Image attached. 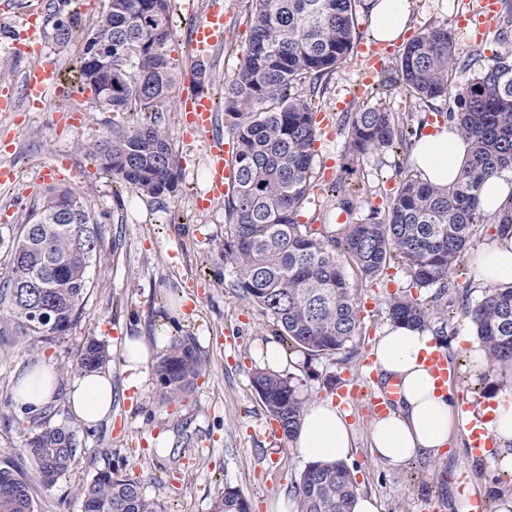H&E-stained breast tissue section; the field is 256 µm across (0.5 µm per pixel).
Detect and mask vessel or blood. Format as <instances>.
I'll return each mask as SVG.
<instances>
[{
    "label": "vessel or blood",
    "mask_w": 512,
    "mask_h": 512,
    "mask_svg": "<svg viewBox=\"0 0 512 512\" xmlns=\"http://www.w3.org/2000/svg\"><path fill=\"white\" fill-rule=\"evenodd\" d=\"M497 11V0H476L469 9L456 18L458 28L474 32H481L484 23L493 18ZM227 17L222 7L210 8L204 18L196 26L193 33V42L198 57H208L212 50L224 41V29ZM11 48L16 55L31 56L41 54L43 50V21L38 14H25L19 24ZM358 53L366 61L365 68L360 76L363 84H371L382 70V59L388 53L387 47L374 45L371 47L358 46ZM56 70L53 64L45 63L28 70L23 78L20 96L6 94L0 96V112L13 111L17 98H24L29 102L45 101L49 93L59 92ZM180 108L186 114L189 135L204 137L210 141L209 169L210 176L207 190L198 200L199 205L205 206L210 202L222 199L230 194L235 184V144L233 140L214 136L216 123L210 94L203 89H188L179 101ZM426 364L438 387H447L452 377V370L448 363L446 351L437 349L426 358ZM397 397L395 386H387L379 391L369 392L367 401L374 414L383 415L393 408ZM486 416L476 415L471 429L472 458L481 459L485 451L492 445L486 439L484 425Z\"/></svg>",
    "instance_id": "b4317fda"
}]
</instances>
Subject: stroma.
Here are the masks:
<instances>
[{
  "instance_id": "1",
  "label": "stroma",
  "mask_w": 512,
  "mask_h": 512,
  "mask_svg": "<svg viewBox=\"0 0 512 512\" xmlns=\"http://www.w3.org/2000/svg\"><path fill=\"white\" fill-rule=\"evenodd\" d=\"M221 4L228 14L224 43L214 49L205 65L211 75L210 90L222 97L224 86L236 73L250 40L247 0H197L199 10ZM471 0H410L408 36L431 25L454 24ZM174 36L169 44L176 83L172 101L163 108L162 124L170 134L181 166V187L172 197L154 199L122 192L102 174L92 157L80 152L78 142L109 134L114 126L131 123L130 114L110 112L96 104L91 92L81 97L50 96L40 108L20 103L17 111L0 112V139L9 150L0 151V167L15 171L14 182L0 184V277L8 269V244L25 215L47 186L73 190L96 213H107L100 226L102 257L88 269L92 284L80 321L56 342L46 344L8 332L0 337V460L24 469L31 484L36 512H82L78 489L91 480L94 467L113 470L140 482L146 497L160 501L167 512H210L225 484L239 486L251 503V512H268L267 504L281 493H293L307 465L294 444L283 435L268 436L273 420L251 383V373L261 367L259 353L271 343L267 319L238 298L229 286L232 271L217 250L224 237V204L209 209L197 206L208 182L209 159L202 139L185 138L179 99L192 81L195 56L190 50L195 22L184 0H174ZM11 17L0 14V84L20 88L27 69L40 57H17L9 51ZM512 30V17L499 14L489 24L482 42L458 31L456 55L465 63L455 73L463 84L493 54H512V38L498 41L501 28ZM359 78L353 61H346L324 79L315 100L317 111L329 119L335 134L321 139L315 156L313 189L301 221L318 223L335 217L336 199L329 187L343 180L354 189L353 216L366 218L384 210L389 194L411 171L410 158L396 150L349 159L345 137L339 132L342 112H352L386 100L397 117L415 120L446 112L452 100L426 104L416 100L403 83L384 88L373 85L371 94L353 95ZM347 277L368 307L361 312L362 334L351 355L307 360L287 356L279 372L291 379L305 399L328 397V378L359 377L365 359L389 324V297L407 287L400 267L385 271L380 283H363L355 269ZM448 334L441 342L455 367L450 385L467 395L473 405L485 404L504 377L495 374L487 388H474L469 350L477 338L463 316L462 298L477 301L484 286L471 262L460 263L448 278ZM193 336L208 364L193 390L179 406H162L153 367L163 353L168 331ZM106 341L112 350V414L95 425H80L83 445L72 471L53 487L41 484L24 452L31 416L14 403L16 380L25 370L47 364L59 370L71 361L86 337ZM141 340L151 364L139 383H131L122 351L126 339ZM353 451L348 468L359 492L374 496L379 512H423L426 500L440 503L439 512H460L464 494L481 496L494 512L502 496L512 494V478L489 460L469 455L464 433L452 434L447 455L431 464L419 458L390 469L380 463L370 445L373 420L365 403L349 405Z\"/></svg>"
}]
</instances>
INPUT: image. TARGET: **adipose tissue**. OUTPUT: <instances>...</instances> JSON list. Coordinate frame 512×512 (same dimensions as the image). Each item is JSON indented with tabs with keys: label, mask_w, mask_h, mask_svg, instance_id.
<instances>
[{
	"label": "adipose tissue",
	"mask_w": 512,
	"mask_h": 512,
	"mask_svg": "<svg viewBox=\"0 0 512 512\" xmlns=\"http://www.w3.org/2000/svg\"><path fill=\"white\" fill-rule=\"evenodd\" d=\"M408 20L407 0H376L370 10L373 37L391 44L402 37ZM470 145L453 123L420 134L412 162L423 180L442 186L460 174ZM478 280L484 284H512V226L498 228L474 257ZM432 335L403 325H392L375 348L383 380L395 381L398 398L393 410L371 424L370 440L378 460L396 468L413 457L433 460L450 440L458 420L451 391H441L424 363L432 350ZM56 392V375L45 365L24 374L14 389V401L28 413L41 411ZM112 378L104 371L81 375L68 393L74 414L85 424L103 421L112 410ZM487 429L495 441L487 456L493 463L512 461V377L495 394ZM296 446L310 461L344 462L350 457L352 434L333 400L306 404Z\"/></svg>",
	"instance_id": "ef3b65f1"
}]
</instances>
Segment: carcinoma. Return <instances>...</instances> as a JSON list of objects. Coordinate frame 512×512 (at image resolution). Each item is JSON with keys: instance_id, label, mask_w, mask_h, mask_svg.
I'll return each mask as SVG.
<instances>
[{"instance_id": "obj_1", "label": "carcinoma", "mask_w": 512, "mask_h": 512, "mask_svg": "<svg viewBox=\"0 0 512 512\" xmlns=\"http://www.w3.org/2000/svg\"><path fill=\"white\" fill-rule=\"evenodd\" d=\"M249 49L224 87V127L237 143L236 186L224 199V238L217 249L233 269L235 294L268 318L271 335L309 360L349 349L361 334L358 289L345 266L373 282L398 260L409 287L426 291L393 296L387 305L396 325L448 335V276L472 248L473 226L492 221L512 226V195L493 218L479 208L478 191L499 171L512 168V56L494 55L470 81L451 85L456 57L450 27L420 31L400 53L388 80L402 81L422 102L448 97L446 113L471 151L461 176L447 186L406 175L389 197L384 215L336 225L299 221L313 184L317 138L312 98L323 77L350 55L356 39V7L363 0H251ZM48 37L60 49L83 29L73 0H46ZM172 0H107L87 32L78 57L77 81L112 111L135 122L79 148L103 173L131 191L160 199L179 191L175 147L161 126L160 109L173 86L167 44L172 37ZM349 156L359 158L394 146L411 148L424 122L406 123L381 104L343 113ZM338 208L349 212L353 194L334 182ZM101 256L100 222L67 190L48 189L33 202L13 237L10 270L0 284V334L13 325L47 341L80 320L89 293L87 269ZM471 322L494 367L512 366V284L492 285L468 302ZM108 347L88 338L62 374L107 368ZM207 366L190 336L170 339L155 362L158 396L167 405L182 399ZM266 411L283 434L297 438L306 400L282 375L258 368L251 379ZM53 413L32 422L28 458L40 482L54 486L74 466L79 430L53 423ZM84 512H165L147 499L140 483L99 469L80 489ZM298 512H351L357 487L346 465L311 462L295 487ZM0 512H35L30 483L21 467L0 465ZM210 512H251L237 487L227 484Z\"/></svg>"}]
</instances>
